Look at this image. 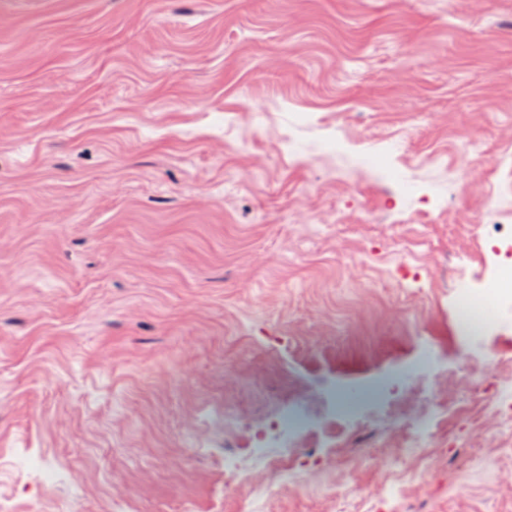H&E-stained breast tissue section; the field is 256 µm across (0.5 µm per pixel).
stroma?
<instances>
[{"instance_id": "35a3bbf8", "label": "stroma", "mask_w": 512, "mask_h": 512, "mask_svg": "<svg viewBox=\"0 0 512 512\" xmlns=\"http://www.w3.org/2000/svg\"><path fill=\"white\" fill-rule=\"evenodd\" d=\"M509 222L512 0H0V503L512 512V306L464 339L448 286ZM418 329L448 407L418 458L381 413L315 468L225 472L247 426L301 389L323 416ZM495 411L499 419V431L507 437L509 447L512 444V394L511 396H496Z\"/></svg>"}]
</instances>
